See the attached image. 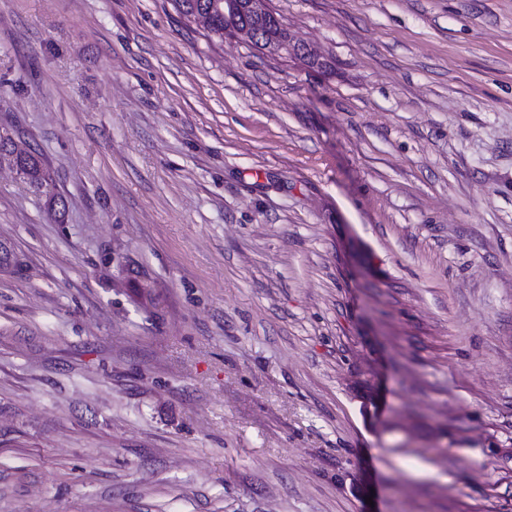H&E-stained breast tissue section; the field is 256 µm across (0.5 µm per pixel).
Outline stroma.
Returning a JSON list of instances; mask_svg holds the SVG:
<instances>
[{
    "label": "stroma",
    "mask_w": 512,
    "mask_h": 512,
    "mask_svg": "<svg viewBox=\"0 0 512 512\" xmlns=\"http://www.w3.org/2000/svg\"><path fill=\"white\" fill-rule=\"evenodd\" d=\"M0 0V512H512V0ZM266 1L267 0H224L223 13L215 11L214 16L210 20V24L208 16L205 14H196L192 17V20L203 22L206 26L209 24V27H207V37L210 40L215 39L223 41L224 31L227 36H235V31L243 30L247 25H252L249 20H245L243 17L239 19H224V15L242 12L251 14L255 18H263L271 13V10L267 7ZM241 34L250 40L258 41L259 45L263 44L259 34L254 31L245 29ZM263 50H286L289 54H293L299 56L300 58H304L311 65H319V63H323L320 57L314 53L311 48L305 43L300 42H291L289 39V35L287 40L277 43V44H268L264 46ZM16 164L29 183L40 190L49 186L45 163L39 154L31 152L16 157Z\"/></svg>",
    "instance_id": "35a3bbf8"
}]
</instances>
